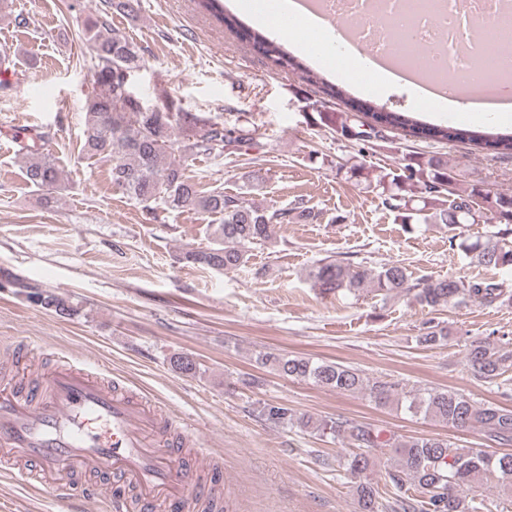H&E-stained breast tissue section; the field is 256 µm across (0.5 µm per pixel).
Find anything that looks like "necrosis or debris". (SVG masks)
<instances>
[{
  "label": "necrosis or debris",
  "instance_id": "obj_1",
  "mask_svg": "<svg viewBox=\"0 0 512 512\" xmlns=\"http://www.w3.org/2000/svg\"><path fill=\"white\" fill-rule=\"evenodd\" d=\"M317 15L358 28L356 48L420 72L448 97L462 87H512V0H315Z\"/></svg>",
  "mask_w": 512,
  "mask_h": 512
}]
</instances>
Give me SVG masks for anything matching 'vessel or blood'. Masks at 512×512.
<instances>
[{
    "label": "vessel or blood",
    "mask_w": 512,
    "mask_h": 512,
    "mask_svg": "<svg viewBox=\"0 0 512 512\" xmlns=\"http://www.w3.org/2000/svg\"><path fill=\"white\" fill-rule=\"evenodd\" d=\"M11 465L22 485L50 484L69 505L87 496L73 477L97 472L109 479L95 490L108 512H224L197 435L68 360L34 382L0 381V468Z\"/></svg>",
    "instance_id": "1"
}]
</instances>
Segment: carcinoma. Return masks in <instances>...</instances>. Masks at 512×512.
Listing matches in <instances>:
<instances>
[{"label":"carcinoma","mask_w":512,"mask_h":512,"mask_svg":"<svg viewBox=\"0 0 512 512\" xmlns=\"http://www.w3.org/2000/svg\"><path fill=\"white\" fill-rule=\"evenodd\" d=\"M197 7L220 26L247 41L263 54L274 53L283 71L296 75L332 96L341 95L345 109L318 113L319 124L337 135L361 145L385 140L383 132L400 130L424 142L467 141L495 154L512 155V135L494 134L467 128L418 120L411 112L381 111L371 100L350 97L321 75L305 66L284 49L275 38L249 28L224 10L222 0H196ZM140 0H99L97 14L87 20L86 41L93 56L92 67L99 91L89 100L85 112L83 152L89 158L111 164L112 185L147 211H194L208 220L211 246L188 250L184 259L192 264L225 273L248 261L249 246L274 243L282 224L318 219L314 209L299 201L291 207H265L248 203L240 193L228 194L220 185L208 186L196 180L191 167L198 157L222 159L248 146L253 130L240 123L201 120L186 112H175L174 100L162 93L161 108L143 109L139 97L112 93V81L145 66L135 43L112 30L110 14L134 17ZM366 120H359L356 114ZM46 134L40 132L21 147L26 155L28 183L46 195L60 190L61 170L55 158L44 152ZM379 191L382 205L402 224H441L450 233L449 248L458 249L478 264L512 269V195L491 191L484 182L464 183L458 178L448 157H409L389 171L377 170L366 160L353 156L339 169ZM467 224H490L493 230L475 242L462 237ZM313 287L322 295L341 292L358 295L370 289L382 297L406 296L422 307H450L479 300L492 304L504 297L512 300L503 284L494 280L466 281L455 277H425L412 280L400 263L378 268L354 266L341 260L324 258L309 272ZM27 299L62 316L75 309L62 297L46 294L31 286ZM448 329L441 323L429 324L418 336L421 344L448 342ZM466 357L474 375L493 381L512 365V351L500 338L486 336L469 344ZM260 361L274 367L285 378L311 380L340 394L364 393L374 402L387 405L403 398L413 414L434 418L454 428L480 429L500 445L512 443V409L494 403H476L452 389L404 391L399 383L371 380L359 370L339 363L318 362L287 354L264 353ZM303 426L319 432L350 437L358 447L391 448L397 469L389 482L397 491L392 503L383 502L379 489L367 480L355 488L356 512H484L487 505L468 497L485 483L494 480L503 489L512 488V453H488L457 448L436 438L398 441L382 438L381 431L351 421L306 420ZM369 456L355 453L344 466L352 475L368 470Z\"/></svg>","instance_id":"obj_1"}]
</instances>
